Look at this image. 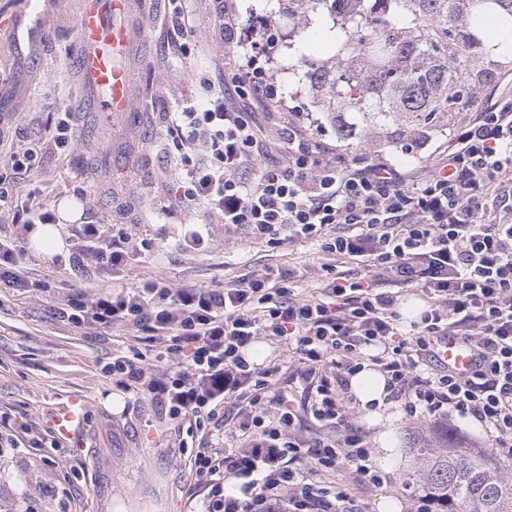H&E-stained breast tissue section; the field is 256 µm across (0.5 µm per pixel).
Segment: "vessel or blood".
I'll return each instance as SVG.
<instances>
[{"label": "vessel or blood", "instance_id": "vessel-or-blood-1", "mask_svg": "<svg viewBox=\"0 0 512 512\" xmlns=\"http://www.w3.org/2000/svg\"><path fill=\"white\" fill-rule=\"evenodd\" d=\"M75 47L65 61L75 69L92 111L116 116L139 111L130 63L141 51L134 21L135 0H77ZM47 0H21V8L0 13V30L9 29L11 50L36 54L46 36ZM439 355L458 372H468L471 352L450 336L442 337ZM87 403L73 397L61 404L52 418L55 433L72 446H79L85 432Z\"/></svg>", "mask_w": 512, "mask_h": 512}]
</instances>
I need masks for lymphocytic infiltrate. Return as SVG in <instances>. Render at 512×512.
I'll return each mask as SVG.
<instances>
[{"instance_id": "1", "label": "lymphocytic infiltrate", "mask_w": 512, "mask_h": 512, "mask_svg": "<svg viewBox=\"0 0 512 512\" xmlns=\"http://www.w3.org/2000/svg\"><path fill=\"white\" fill-rule=\"evenodd\" d=\"M212 2L225 44L246 50L228 73L238 101L219 94L171 113L178 173L167 208L203 207L225 229L244 227L272 244L317 242L357 269L327 266L314 295L280 268L221 288L151 280L72 295L55 317L78 329L132 327L164 344L177 370L156 373L143 356L116 353L102 371L151 400L174 428L230 419L236 447L203 440L193 458L205 480L203 512H366L351 483L385 481L352 390L367 368L383 376L385 403L422 422L471 420L497 456L512 459V95L472 113L417 179L384 159L342 162L297 112L275 130L285 162L269 164L266 129L250 104L278 101L261 63L273 26L243 32L230 0ZM151 248L87 223L69 261L117 270ZM409 286L429 306L406 327L399 290ZM263 336L294 351L288 370L249 360ZM442 336L473 350L470 372L438 363ZM329 471L336 485L321 481ZM230 478L244 479L241 496L225 495Z\"/></svg>"}]
</instances>
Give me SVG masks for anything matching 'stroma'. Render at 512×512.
<instances>
[{
	"label": "stroma",
	"instance_id": "35a3bbf8",
	"mask_svg": "<svg viewBox=\"0 0 512 512\" xmlns=\"http://www.w3.org/2000/svg\"><path fill=\"white\" fill-rule=\"evenodd\" d=\"M75 0H54L49 12L46 46L38 62L14 60L8 79L0 82V164L10 151L48 139L62 113L74 115L67 150H50L27 179L7 183L10 196L35 194L48 207L75 199L84 219L102 225L105 234L123 233L132 243L158 244L119 273L87 265L76 269L56 255L24 249L17 258L22 275L48 284L45 292L0 288V429L26 438L39 433L55 448L0 450V512H199L203 489L192 467L193 450L167 425L154 403L117 389L101 367L114 351L140 353L156 370H173L176 360L158 358L159 347L147 333L129 329L75 330L53 314L56 302L74 292L88 295L106 287H136L158 279L175 288H221L267 268L303 272L315 287L324 265L339 257L310 243L282 244L225 230L218 219L198 209L155 208L172 188L175 161L162 148L169 113L205 96L203 81L224 82L240 51L224 45L222 27L209 0H182L192 21L187 51L175 47L170 0H138L136 20L150 46L147 61L137 64L135 92L140 112L100 118L85 111V98L74 71L62 57L75 39ZM239 22L275 25L270 70L276 78L277 106L261 114L266 128L287 120L290 112L317 116L318 109L302 74H289L288 19L283 0H235ZM319 140L337 145L345 161L383 158L414 176H422L433 147L408 154L371 141L337 140L332 125L319 118ZM207 225L205 252L177 246L186 225ZM88 404L85 444L74 448L56 442L52 411L70 397ZM360 422L370 431L373 459L390 477L386 487L359 490L370 512L380 499L398 502L410 512L419 494L406 487L420 437L443 427L474 445L484 436L472 423L455 418L423 425L401 409L363 411Z\"/></svg>",
	"mask_w": 512,
	"mask_h": 512
}]
</instances>
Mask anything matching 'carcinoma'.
I'll return each mask as SVG.
<instances>
[{
	"label": "carcinoma",
	"instance_id": "1",
	"mask_svg": "<svg viewBox=\"0 0 512 512\" xmlns=\"http://www.w3.org/2000/svg\"><path fill=\"white\" fill-rule=\"evenodd\" d=\"M493 4L508 18L512 0H288V37L306 61L310 12H327L341 40L304 78L341 141L372 134L396 151L451 137L460 114L512 75V58L494 59L476 30ZM410 481L434 512H512V474L489 448L469 447L452 431H433L414 449Z\"/></svg>",
	"mask_w": 512,
	"mask_h": 512
}]
</instances>
